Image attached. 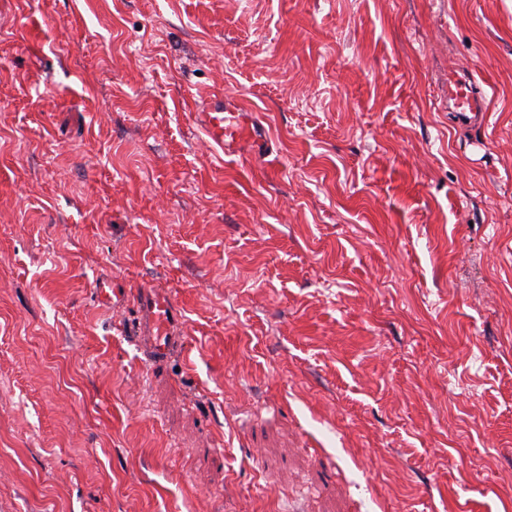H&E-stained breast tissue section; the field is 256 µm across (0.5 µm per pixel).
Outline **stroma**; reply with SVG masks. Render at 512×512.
<instances>
[{"label": "stroma", "instance_id": "stroma-1", "mask_svg": "<svg viewBox=\"0 0 512 512\" xmlns=\"http://www.w3.org/2000/svg\"><path fill=\"white\" fill-rule=\"evenodd\" d=\"M0 512H512V0H0ZM476 78L457 69L448 70V110L452 112H479L480 100L474 92ZM232 117L224 116L223 112L206 113V132L207 135L218 145H224V135L227 134L229 126L224 125L226 122H233V114L228 113ZM153 317L154 325L158 329V332L154 339V354L157 358L164 357L168 354V346L166 343V337L164 333L166 325L168 324V311L170 305L167 301L157 300L153 301L150 308L146 306Z\"/></svg>", "mask_w": 512, "mask_h": 512}]
</instances>
